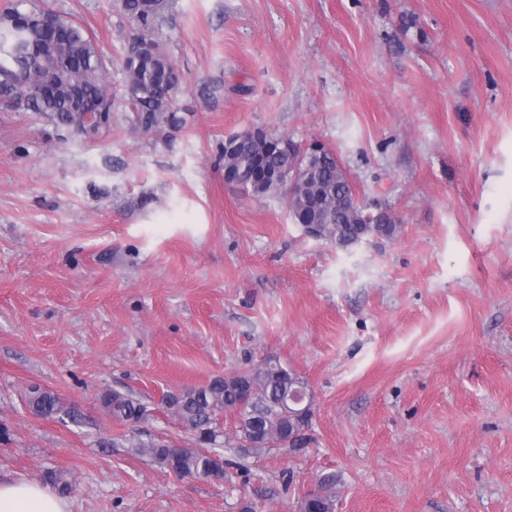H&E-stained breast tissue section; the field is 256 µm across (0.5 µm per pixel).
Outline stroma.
<instances>
[{"mask_svg":"<svg viewBox=\"0 0 512 512\" xmlns=\"http://www.w3.org/2000/svg\"><path fill=\"white\" fill-rule=\"evenodd\" d=\"M33 2L96 39L115 107L90 138L0 109V477L69 512H300L321 487L334 512H512V0H169L167 137L120 104L119 0ZM253 128L332 150L394 236L342 250L225 183ZM269 356L314 394L307 448L223 412V476L137 454L197 447L169 398ZM29 406L34 413L40 416L60 417V415H63L74 418V414H71V411L63 405L60 399L48 391H41L40 389L33 391L29 399ZM109 415L118 420H138L142 417L144 406L127 394L112 392L103 399Z\"/></svg>","mask_w":512,"mask_h":512,"instance_id":"1","label":"stroma"}]
</instances>
